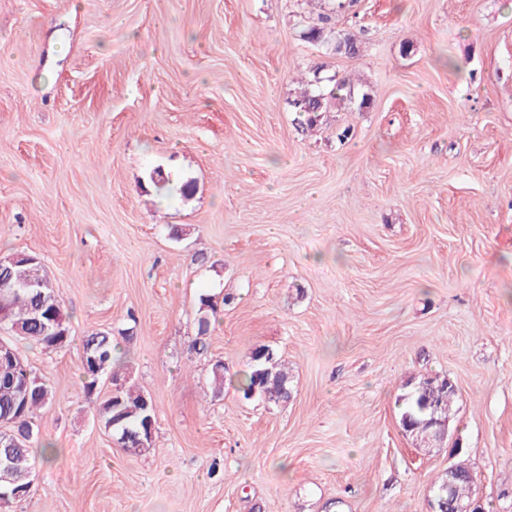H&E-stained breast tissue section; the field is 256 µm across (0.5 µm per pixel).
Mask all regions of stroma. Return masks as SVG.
I'll list each match as a JSON object with an SVG mask.
<instances>
[{
  "label": "stroma",
  "mask_w": 512,
  "mask_h": 512,
  "mask_svg": "<svg viewBox=\"0 0 512 512\" xmlns=\"http://www.w3.org/2000/svg\"><path fill=\"white\" fill-rule=\"evenodd\" d=\"M327 15L358 54L303 39ZM317 67L370 106L301 125ZM157 167L195 194H156ZM18 252L71 342L0 329L55 394L53 459L7 512H427L459 457L485 512H512V0H0V258ZM204 293L231 301L196 353ZM128 327L119 374L156 404L142 455L79 371L83 336ZM261 346L288 403L236 389ZM435 373L457 413L422 453L398 398Z\"/></svg>",
  "instance_id": "obj_1"
}]
</instances>
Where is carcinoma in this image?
<instances>
[{
    "mask_svg": "<svg viewBox=\"0 0 512 512\" xmlns=\"http://www.w3.org/2000/svg\"><path fill=\"white\" fill-rule=\"evenodd\" d=\"M331 31L325 26H311L302 32V37L311 43L327 45ZM320 71H312V79L301 81V91L291 101L293 111L303 118V124L312 127L316 124L320 113L335 101H352L354 90L351 81L343 78L334 83L331 90L321 87ZM150 183L160 193L178 192L182 197H190L196 186L187 181L175 187L167 174L159 168L149 175ZM39 278L40 288L29 286V282ZM0 308L10 312L12 319L22 325L23 332L18 338L34 342L46 350L53 349L54 337L51 328L56 323H66V313L62 302L58 299L53 284L46 274L44 265L39 262L12 265L5 263L0 266ZM217 302L209 294L199 297L198 336L190 349L199 352L207 348L205 335L210 327V318L217 315ZM83 353L98 359V370L81 369L84 390L87 399L95 408L97 423L108 432L125 452L144 454L152 449L153 436L149 435V420L156 419V405L144 409V400L149 395L140 390L130 381L112 380L114 388L101 397L96 391L99 375L111 370L121 354V343L114 339L110 331H97L83 337ZM30 377L32 395L22 411L14 410L11 393L0 388V419L6 421L4 427L14 433L17 445L10 448L13 467L24 471L29 465L40 461L47 463L52 454L47 448L36 450L31 442L36 434V411L51 404L53 391L44 380L32 374L27 362L19 352H14V360L0 362V383L13 379L21 383ZM291 374L288 366L268 347L255 350L250 357L247 369L242 373L237 390L245 399L258 397L269 404L279 405L288 400V385ZM438 384L428 382L416 383L412 390L402 396L400 426L402 431L408 427L421 424L429 418V410L425 404L434 398Z\"/></svg>",
    "mask_w": 512,
    "mask_h": 512,
    "instance_id": "1",
    "label": "carcinoma"
}]
</instances>
